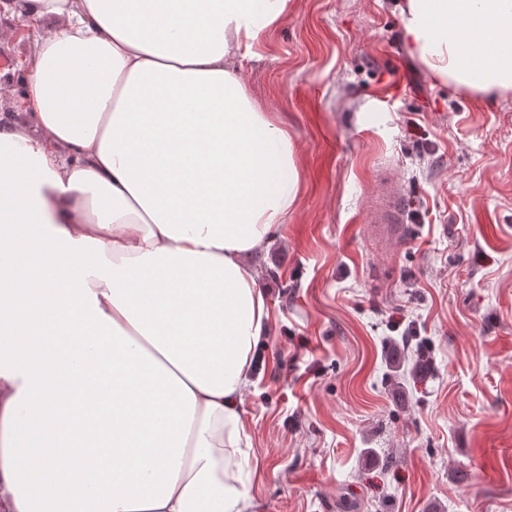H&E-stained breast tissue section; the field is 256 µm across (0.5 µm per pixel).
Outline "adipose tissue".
Returning <instances> with one entry per match:
<instances>
[{
	"mask_svg": "<svg viewBox=\"0 0 512 512\" xmlns=\"http://www.w3.org/2000/svg\"><path fill=\"white\" fill-rule=\"evenodd\" d=\"M55 19L0 127V512H247L248 256L300 175L224 63L288 0H13ZM409 50L512 90V0H406Z\"/></svg>",
	"mask_w": 512,
	"mask_h": 512,
	"instance_id": "1",
	"label": "adipose tissue"
}]
</instances>
